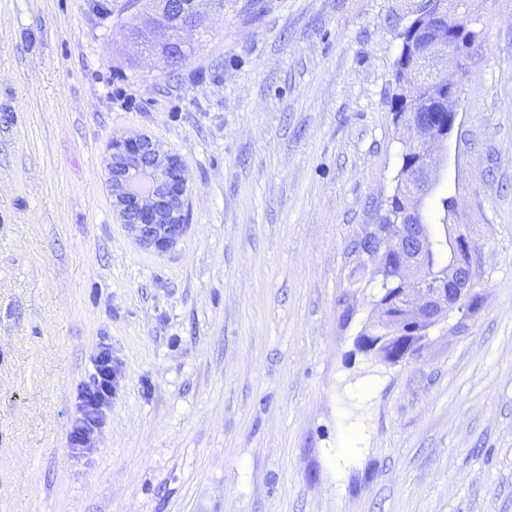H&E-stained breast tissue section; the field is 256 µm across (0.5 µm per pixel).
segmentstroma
I'll list each match as a JSON object with an SVG mask.
<instances>
[{"mask_svg": "<svg viewBox=\"0 0 512 512\" xmlns=\"http://www.w3.org/2000/svg\"><path fill=\"white\" fill-rule=\"evenodd\" d=\"M419 2L224 0L174 65L91 0H0V512H512V0H473L439 169L481 304L396 365L356 342L349 244L400 166ZM136 134L186 163L163 251L112 207ZM103 341L112 402L74 454ZM409 62L410 60H405L404 55L401 52L396 60L393 82L391 83L393 85V89L390 97V112L392 115V122L397 127H401L403 115L408 106L415 100V97H422L436 91V89L431 87L430 84H427L425 87H417L413 89L408 86V80L405 72Z\"/></svg>", "mask_w": 512, "mask_h": 512, "instance_id": "35a3bbf8", "label": "stroma"}]
</instances>
